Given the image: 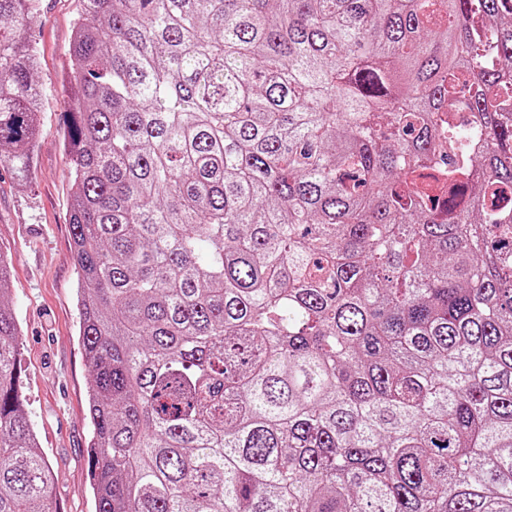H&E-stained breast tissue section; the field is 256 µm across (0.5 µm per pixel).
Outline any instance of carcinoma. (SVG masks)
I'll list each match as a JSON object with an SVG mask.
<instances>
[{"label":"carcinoma","mask_w":512,"mask_h":512,"mask_svg":"<svg viewBox=\"0 0 512 512\" xmlns=\"http://www.w3.org/2000/svg\"><path fill=\"white\" fill-rule=\"evenodd\" d=\"M95 512H512V0H78ZM0 0V166L43 88ZM0 254V512L54 473Z\"/></svg>","instance_id":"carcinoma-1"}]
</instances>
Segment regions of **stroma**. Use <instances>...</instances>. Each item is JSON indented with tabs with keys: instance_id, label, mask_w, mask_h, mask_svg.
<instances>
[{
	"instance_id": "35a3bbf8",
	"label": "stroma",
	"mask_w": 512,
	"mask_h": 512,
	"mask_svg": "<svg viewBox=\"0 0 512 512\" xmlns=\"http://www.w3.org/2000/svg\"><path fill=\"white\" fill-rule=\"evenodd\" d=\"M78 10L77 0H41L30 22L44 88L42 131L27 186L0 168V252L11 263L10 296L21 326L22 395L56 477L49 512H94L87 469L91 377L78 336L71 165L60 133L72 105L65 70Z\"/></svg>"
}]
</instances>
